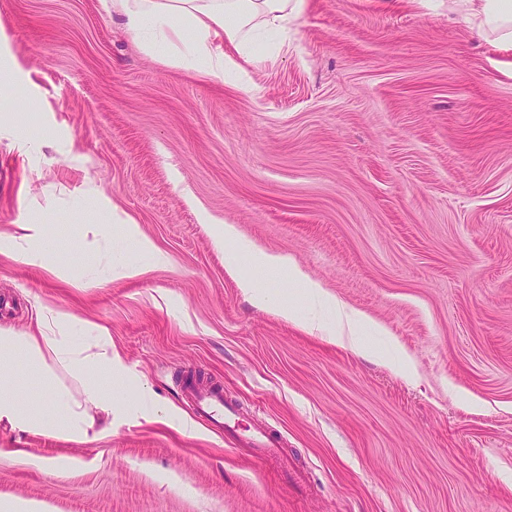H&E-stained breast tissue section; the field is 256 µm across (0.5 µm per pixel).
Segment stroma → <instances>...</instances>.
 I'll use <instances>...</instances> for the list:
<instances>
[{
    "mask_svg": "<svg viewBox=\"0 0 512 512\" xmlns=\"http://www.w3.org/2000/svg\"><path fill=\"white\" fill-rule=\"evenodd\" d=\"M27 151L0 136V234L45 212L61 278L0 252V326L38 307L101 326L129 371L104 441L0 426V498L48 512H512V50L444 0H306L246 86L182 67L111 0H0V60ZM56 157L46 165L44 157ZM170 257L113 233L87 253L93 191ZM287 256L365 317L337 345L214 225ZM146 267L109 279L114 263ZM402 355H395L393 346ZM220 384L241 429L307 474L245 461L175 372ZM175 416L145 422L144 396ZM192 420L182 429L179 418Z\"/></svg>",
    "mask_w": 512,
    "mask_h": 512,
    "instance_id": "35a3bbf8",
    "label": "stroma"
}]
</instances>
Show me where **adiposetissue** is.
<instances>
[{
	"label": "adipose tissue",
	"instance_id": "obj_1",
	"mask_svg": "<svg viewBox=\"0 0 512 512\" xmlns=\"http://www.w3.org/2000/svg\"><path fill=\"white\" fill-rule=\"evenodd\" d=\"M305 5L306 0H112L127 28L146 33L155 53L177 56L187 68L228 78L241 74V60H253L258 37H287L289 23ZM448 9L493 46L512 49V0H448ZM219 237L234 252L248 254L258 269L287 271L301 283L309 303L338 326L361 324L360 314L303 277L287 257L257 248L230 224L220 227ZM0 248L34 266L56 265L49 228L40 217L1 236ZM36 326L33 334L0 327V424L68 440L110 438L112 417L122 412L124 403L105 381L125 377L126 368L108 331L89 324L85 335H76L77 318L48 308L38 312ZM25 373L41 379V400L21 393Z\"/></svg>",
	"mask_w": 512,
	"mask_h": 512
}]
</instances>
